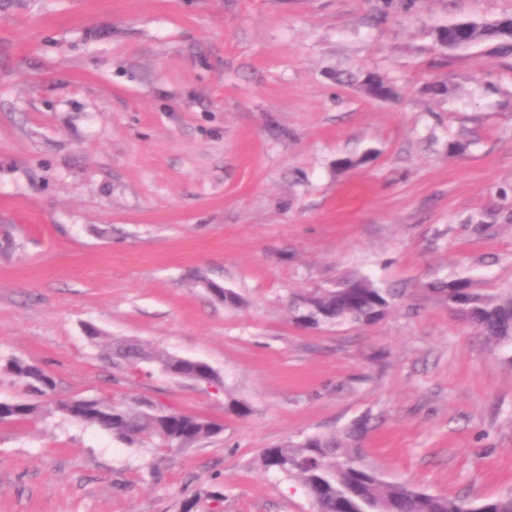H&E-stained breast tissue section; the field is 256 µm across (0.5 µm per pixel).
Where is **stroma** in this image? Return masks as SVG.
<instances>
[{
    "label": "stroma",
    "instance_id": "1",
    "mask_svg": "<svg viewBox=\"0 0 512 512\" xmlns=\"http://www.w3.org/2000/svg\"><path fill=\"white\" fill-rule=\"evenodd\" d=\"M405 3L0 0V400L27 398L1 370L20 358L60 396L222 426L157 450L58 414L0 422V512H181L196 494L209 512L216 488L223 512H311L262 449L358 419L384 480L512 492V351L429 291L512 287V55L431 34L512 0ZM370 73L397 98L368 95ZM357 276L397 290L383 319L290 322L292 292ZM115 339L206 362L224 387L116 370Z\"/></svg>",
    "mask_w": 512,
    "mask_h": 512
}]
</instances>
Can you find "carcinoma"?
<instances>
[{"label": "carcinoma", "mask_w": 512, "mask_h": 512, "mask_svg": "<svg viewBox=\"0 0 512 512\" xmlns=\"http://www.w3.org/2000/svg\"><path fill=\"white\" fill-rule=\"evenodd\" d=\"M436 43L450 53L468 50L487 41L498 42L503 54L512 53V17L495 20L457 19L432 29ZM370 95L390 99L394 87L377 76H369ZM432 292L460 313L478 335L512 348V291L482 295L467 280L437 282ZM390 311L388 293L366 277L339 281L332 288L302 291L289 304L291 321L305 328L325 324L372 325ZM112 366L132 369L138 362L158 361L165 372L178 379H200L217 375L213 369L195 367L186 359L143 343L118 341L108 351ZM4 371L39 402L0 401V421H26L45 413H58L95 425L128 445L151 444L156 448L187 447L219 434L223 427L196 414L175 410H151L153 403L127 407L109 400L91 399L78 408L56 396V380L43 368L14 359ZM363 429L357 422L342 435L314 434L299 442L285 440L265 448L260 466L286 478L298 480L313 512H512V493L476 501L449 499L415 490L405 483L387 482L366 464L355 441Z\"/></svg>", "instance_id": "cac0c4a2"}]
</instances>
